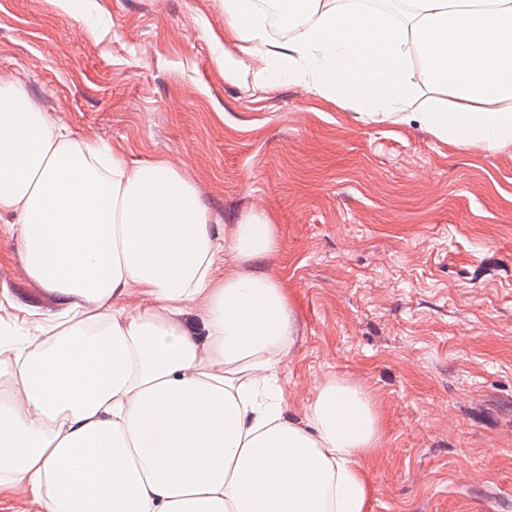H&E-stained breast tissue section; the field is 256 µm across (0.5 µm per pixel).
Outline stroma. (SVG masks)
I'll list each match as a JSON object with an SVG mask.
<instances>
[{"instance_id":"stroma-1","label":"stroma","mask_w":512,"mask_h":512,"mask_svg":"<svg viewBox=\"0 0 512 512\" xmlns=\"http://www.w3.org/2000/svg\"><path fill=\"white\" fill-rule=\"evenodd\" d=\"M237 44L222 0H0V78L51 123L172 165L215 232L251 211L278 224L262 269L294 308L287 407L303 418L330 378L376 401L370 512H512V145L256 88ZM228 56L242 79L225 78ZM11 221L0 317L49 316L56 297L28 275Z\"/></svg>"}]
</instances>
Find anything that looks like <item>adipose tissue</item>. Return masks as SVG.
I'll use <instances>...</instances> for the list:
<instances>
[{
  "instance_id": "obj_1",
  "label": "adipose tissue",
  "mask_w": 512,
  "mask_h": 512,
  "mask_svg": "<svg viewBox=\"0 0 512 512\" xmlns=\"http://www.w3.org/2000/svg\"><path fill=\"white\" fill-rule=\"evenodd\" d=\"M401 4L278 0L293 35L275 49L255 0H224V17L258 83L304 87L373 122L414 119L446 141L512 144V0ZM3 213L60 313L40 336L0 340V487L40 512H367L378 407L336 379L303 420L287 413L294 309L259 270L279 243L265 214L214 235L175 168L53 126L9 79ZM221 251L232 263L220 271Z\"/></svg>"
}]
</instances>
